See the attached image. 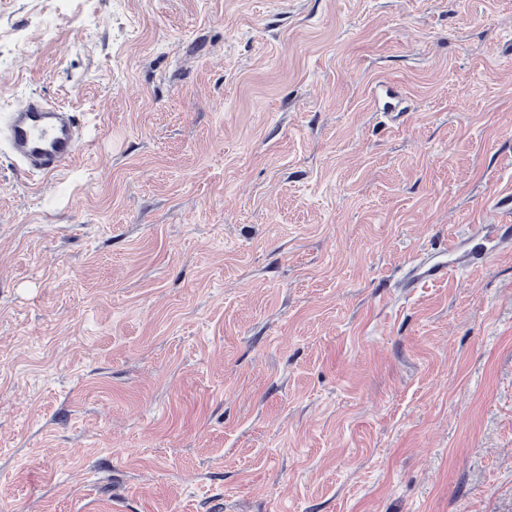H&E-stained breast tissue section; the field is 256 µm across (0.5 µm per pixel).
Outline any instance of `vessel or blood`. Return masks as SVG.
<instances>
[{"label": "vessel or blood", "instance_id": "obj_1", "mask_svg": "<svg viewBox=\"0 0 512 512\" xmlns=\"http://www.w3.org/2000/svg\"><path fill=\"white\" fill-rule=\"evenodd\" d=\"M81 140L82 129L64 104L27 94L0 113V146L32 176L44 178L66 170ZM466 234L475 242L471 257L451 265L414 256L403 276L406 287L417 288L449 272H464L475 264L490 262L497 247L486 235L484 225H467Z\"/></svg>", "mask_w": 512, "mask_h": 512}]
</instances>
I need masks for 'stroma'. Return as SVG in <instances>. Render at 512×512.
<instances>
[{"label":"stroma","instance_id":"obj_1","mask_svg":"<svg viewBox=\"0 0 512 512\" xmlns=\"http://www.w3.org/2000/svg\"><path fill=\"white\" fill-rule=\"evenodd\" d=\"M57 17L46 31L40 15ZM0 512H512V0H0ZM82 128L70 109L59 102L26 94L0 113V147L35 177L66 170L82 140ZM484 230L485 225L482 224L466 225L464 234L477 242L474 246L475 252L468 259L455 264L450 265L444 261L431 264L428 257L415 255L405 271L403 276L405 284L401 288H419L428 281L448 276L451 271L466 272L475 264L490 262L496 254L498 242L490 241V238L483 234ZM493 242L495 243L492 244Z\"/></svg>","mask_w":512,"mask_h":512}]
</instances>
